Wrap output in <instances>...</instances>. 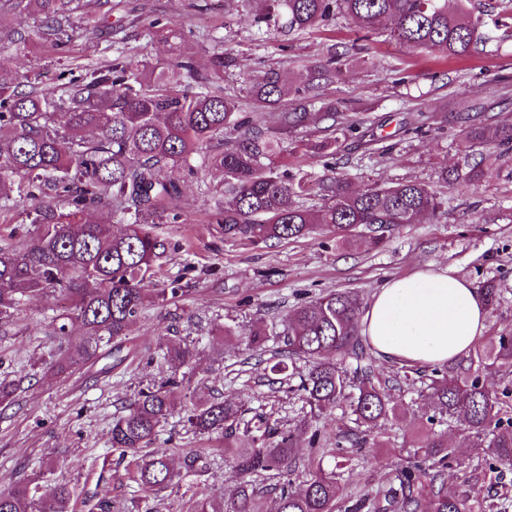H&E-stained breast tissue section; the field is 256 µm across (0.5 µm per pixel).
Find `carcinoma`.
Segmentation results:
<instances>
[{
	"label": "carcinoma",
	"mask_w": 512,
	"mask_h": 512,
	"mask_svg": "<svg viewBox=\"0 0 512 512\" xmlns=\"http://www.w3.org/2000/svg\"><path fill=\"white\" fill-rule=\"evenodd\" d=\"M73 0H0V12L26 8L45 16L33 35L63 43L73 39ZM257 22L269 29L304 33L336 15L359 29L372 31L384 20L387 36L414 49L442 57L465 56L477 39L480 19L468 0H255ZM343 56L332 54L309 66L295 87L270 68L249 81V105L224 96V55L212 58L200 75L191 56L181 54L167 67L134 65L121 58L93 69L73 83L68 102L53 88L24 90L27 76L12 67L0 50V213L31 201L27 217L35 235L27 243L0 242V325L9 322L21 301L49 292L66 297L83 334L73 343L67 324L55 328L60 339L51 366L69 374L95 360L114 340L129 335L151 297L143 288L155 275L165 242L155 225L179 223L183 213L168 211L180 198V185L160 173L190 166L205 153L224 172L223 199L212 222L224 239L255 248L274 240L315 238L332 230L336 244L365 235L372 248L385 245L387 233L443 212L448 201L426 185L405 180L360 190L342 173L321 181L323 204L317 210L294 204L308 195L306 175L275 172L263 161L280 154L286 138L299 139L310 125L307 106L321 98L322 82L343 75ZM195 80L185 84L181 71ZM293 107L276 108L287 97ZM67 107L65 121L56 110ZM493 137L512 151V122L499 124ZM301 147L311 158L333 157V136L305 138ZM109 211L106 221L93 212ZM486 306L498 307L501 291L492 281L480 285ZM361 303L350 289H332L304 301L287 313L283 346L274 351L272 383L298 393L314 417L337 409L336 458L324 467L321 431L309 438L304 460L307 479L291 488L296 471V435L271 423L243 404L200 397L188 416L200 433H224V454L239 477L232 493L203 497L195 512H263L269 483L279 489L276 512H512V493L481 494L495 464L512 465V333L503 330L475 345L465 357L435 366L424 379L421 396L433 414L419 442L406 449L389 486L353 497L341 484V469L352 449L376 448L378 441L359 434L401 411L391 387L375 378L367 336L361 334ZM269 330H250L248 349L267 352ZM195 355L189 344L176 343L163 359L180 365ZM308 364L298 371L296 362ZM493 368L508 379L497 394L489 390L478 368ZM182 381L168 377L141 388L125 414L112 423L111 446L118 462L127 463L146 491L158 493L180 477L167 448L154 444L172 415ZM462 422L471 447L481 449L477 463L462 466L459 489L445 488L453 451L435 426ZM74 492L65 481L41 485L23 479L0 492V512H73Z\"/></svg>",
	"instance_id": "1"
}]
</instances>
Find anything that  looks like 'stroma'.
<instances>
[{
  "label": "stroma",
  "mask_w": 512,
  "mask_h": 512,
  "mask_svg": "<svg viewBox=\"0 0 512 512\" xmlns=\"http://www.w3.org/2000/svg\"><path fill=\"white\" fill-rule=\"evenodd\" d=\"M71 20L74 43L52 46L30 34L38 21L27 12L0 15V29L28 35L15 52L17 70L30 86L55 85L65 94V77L122 58L134 64H163L168 45L149 28L160 18L177 23L183 52L193 55L199 73H208L214 53L233 57L225 69V94L244 96L247 80L277 68L287 83L300 80L306 66L330 53H346L348 73L326 83L311 111L316 134L328 104L359 118L357 130L341 135L336 165L356 188L417 180L448 198L440 219L407 224L385 246L370 250L365 238L336 246L329 233L252 248L226 240L208 221L222 188V171L195 158L193 171L168 170L182 188L178 205L187 224H161L173 244L162 269L146 286L155 290L178 281L180 291L148 307L121 344L127 357H100L69 376L48 371L57 351L53 319L67 310L60 296L24 300L0 332V378L19 380L14 403L0 410V491L23 477L63 480L74 490L76 512H99L102 488H109L119 512H144L146 493L115 463L109 444L112 421L122 415L134 390L170 373L161 355L166 344L187 342L198 357L182 387L158 447L174 452L178 484L160 492L159 512H193L207 495L231 492L238 478L224 457V439L198 434L185 414L195 398L210 392L245 403L256 412L275 410L281 424L302 425L306 411L294 394L272 386L266 361L250 356L246 341L256 320L273 326L277 348L287 313L301 299L326 290L350 288L368 304L387 279L426 267H451L473 285L486 280L501 288L498 310L486 315V335L512 332V153L501 154L492 139L464 145L457 117L473 113L486 127L512 119V40L495 19L503 0H470L483 36L463 58L440 59L387 39L382 31L364 35L344 17L328 30L275 33L253 21V0H83ZM479 166L480 180L439 179L442 168L463 162ZM237 333L224 337L225 326ZM376 374L398 382L395 399L406 412L382 421L381 445L363 449L342 471L353 492L377 489L399 464L400 451L420 433L422 401L403 381V364L374 356ZM201 456L204 468L185 471V455Z\"/></svg>",
  "instance_id": "obj_1"
}]
</instances>
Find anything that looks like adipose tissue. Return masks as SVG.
<instances>
[{"instance_id": "1", "label": "adipose tissue", "mask_w": 512, "mask_h": 512, "mask_svg": "<svg viewBox=\"0 0 512 512\" xmlns=\"http://www.w3.org/2000/svg\"><path fill=\"white\" fill-rule=\"evenodd\" d=\"M362 326L386 360L443 365L467 354L483 335L485 300L455 270L427 268L377 288Z\"/></svg>"}]
</instances>
